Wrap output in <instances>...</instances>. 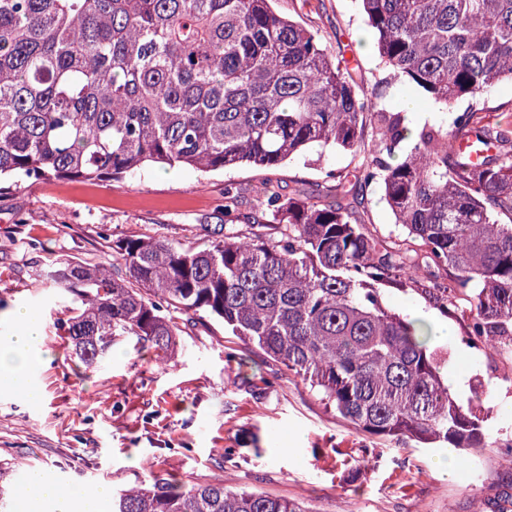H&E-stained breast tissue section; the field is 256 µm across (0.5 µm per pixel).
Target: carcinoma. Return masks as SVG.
Here are the masks:
<instances>
[{"label":"carcinoma","mask_w":512,"mask_h":512,"mask_svg":"<svg viewBox=\"0 0 512 512\" xmlns=\"http://www.w3.org/2000/svg\"><path fill=\"white\" fill-rule=\"evenodd\" d=\"M273 0H0V180H111L146 167L276 168L328 150L365 161L334 173L336 202L275 191L224 223L246 236L199 247L112 242V264L48 262L42 283L89 366L112 346L174 350L173 313L215 318L310 383L371 437L512 448L490 436L486 384L462 405L423 319L388 309L380 287L417 285L465 330L512 347V125L469 109L454 128L411 134L381 94L357 90L318 32ZM389 74L452 109L512 79V0H358ZM406 237L388 243L346 203L373 181ZM285 226L276 237L268 218ZM111 512H310L300 500L182 486L155 476L112 495Z\"/></svg>","instance_id":"1"}]
</instances>
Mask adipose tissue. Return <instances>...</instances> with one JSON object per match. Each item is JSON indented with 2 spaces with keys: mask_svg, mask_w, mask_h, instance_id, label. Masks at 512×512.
Segmentation results:
<instances>
[{
  "mask_svg": "<svg viewBox=\"0 0 512 512\" xmlns=\"http://www.w3.org/2000/svg\"><path fill=\"white\" fill-rule=\"evenodd\" d=\"M15 320L18 332L0 336V389L23 393L27 390L28 372L42 361L35 353L42 322L36 312L27 308L17 310ZM21 497L25 512H108L111 489L101 486L76 493L36 474Z\"/></svg>",
  "mask_w": 512,
  "mask_h": 512,
  "instance_id": "obj_1",
  "label": "adipose tissue"
}]
</instances>
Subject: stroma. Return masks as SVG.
I'll list each match as a JSON object with an SVG mask.
<instances>
[{
	"instance_id": "1",
	"label": "stroma",
	"mask_w": 512,
	"mask_h": 512,
	"mask_svg": "<svg viewBox=\"0 0 512 512\" xmlns=\"http://www.w3.org/2000/svg\"><path fill=\"white\" fill-rule=\"evenodd\" d=\"M274 7L317 31L332 57L354 67L359 90L381 92L382 105L405 111L410 128L450 118L420 91L387 81L357 0H276ZM363 160L336 150L274 169L147 168L106 181L31 179L0 192V336L15 329V309H34L45 357L27 376L37 399L0 391V491L12 512H21L16 476L25 470L74 490L105 484L119 491L152 474L189 486L220 480L232 491L304 500L311 512H494L493 502L512 497V465L500 463L495 449L442 475L431 465L439 449L356 431L308 383L207 316L180 321L169 364L127 343L84 365L59 328L65 312L38 286L44 263L106 264L113 240L124 237L204 245L228 232L247 234L245 225L225 226L217 210L225 185L238 187L245 212L266 189L324 200L331 174ZM362 194L358 220L382 240L404 238L380 185ZM382 294L395 312L451 328V341H434L449 352V379L468 384L512 366L503 355L468 353L462 319L441 314L414 287L386 286Z\"/></svg>"
}]
</instances>
